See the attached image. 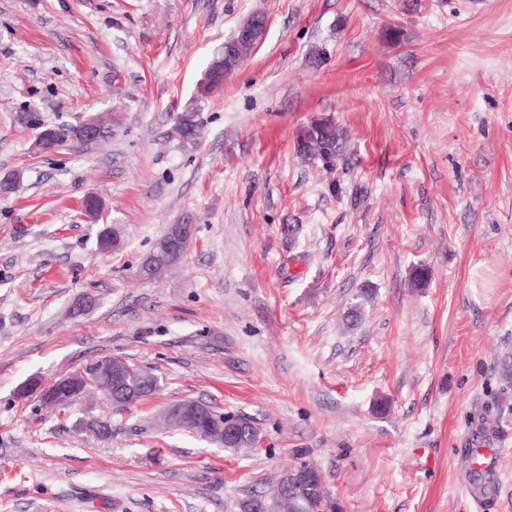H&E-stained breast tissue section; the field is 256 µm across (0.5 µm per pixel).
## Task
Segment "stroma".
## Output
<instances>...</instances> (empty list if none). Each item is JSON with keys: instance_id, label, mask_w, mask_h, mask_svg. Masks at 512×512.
I'll return each mask as SVG.
<instances>
[{"instance_id": "obj_1", "label": "stroma", "mask_w": 512, "mask_h": 512, "mask_svg": "<svg viewBox=\"0 0 512 512\" xmlns=\"http://www.w3.org/2000/svg\"><path fill=\"white\" fill-rule=\"evenodd\" d=\"M255 13L263 36L201 96ZM31 109L111 132L41 151ZM323 118L347 138L330 172L295 149ZM11 172L0 512H240L301 461L343 512H512V0H0ZM172 224L196 227L184 257L141 278ZM113 355L163 391L116 414L18 395ZM185 398L253 418L255 449L164 428ZM107 415L110 437L81 426Z\"/></svg>"}]
</instances>
